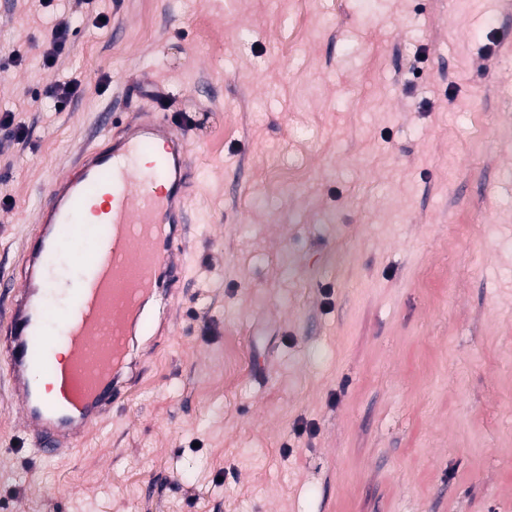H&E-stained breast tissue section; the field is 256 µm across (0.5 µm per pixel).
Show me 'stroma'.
<instances>
[{"label": "stroma", "instance_id": "stroma-1", "mask_svg": "<svg viewBox=\"0 0 512 512\" xmlns=\"http://www.w3.org/2000/svg\"><path fill=\"white\" fill-rule=\"evenodd\" d=\"M1 51L0 277L154 95L198 184L122 416L48 456L0 360V512H512V0H0ZM71 29L69 23L59 20L51 29L50 38L43 44V58L48 66H53L56 61L65 56L71 49Z\"/></svg>", "mask_w": 512, "mask_h": 512}]
</instances>
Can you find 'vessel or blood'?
Returning a JSON list of instances; mask_svg holds the SVG:
<instances>
[{"label": "vessel or blood", "mask_w": 512, "mask_h": 512, "mask_svg": "<svg viewBox=\"0 0 512 512\" xmlns=\"http://www.w3.org/2000/svg\"><path fill=\"white\" fill-rule=\"evenodd\" d=\"M73 175L42 188L25 268L11 282L5 359L25 434L48 455L78 452L85 430L121 415L150 298L171 294L185 271L186 200L195 183L189 128L172 115L141 112L106 146L84 149ZM90 239L74 252L78 275L50 322L48 268L67 241L65 227ZM55 381L46 397L38 376Z\"/></svg>", "instance_id": "b4317fda"}]
</instances>
